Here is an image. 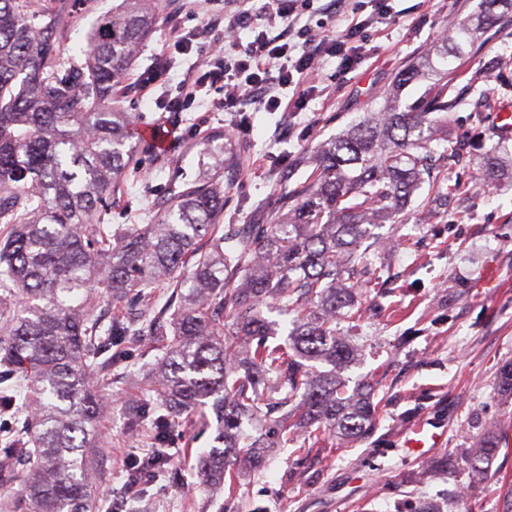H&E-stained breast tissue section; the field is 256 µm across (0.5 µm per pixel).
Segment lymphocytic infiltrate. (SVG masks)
Masks as SVG:
<instances>
[{"mask_svg":"<svg viewBox=\"0 0 512 512\" xmlns=\"http://www.w3.org/2000/svg\"><path fill=\"white\" fill-rule=\"evenodd\" d=\"M222 8L224 28L213 23L176 27L157 64V73L177 68L183 56L195 55L180 88L188 100L209 101L212 111L231 116L233 127L245 125L248 112L302 111L321 90L319 72L337 61L352 70L366 50V29L392 14L391 0H367L362 20L322 31L306 17L310 0H208Z\"/></svg>","mask_w":512,"mask_h":512,"instance_id":"lymphocytic-infiltrate-1","label":"lymphocytic infiltrate"}]
</instances>
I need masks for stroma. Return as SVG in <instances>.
I'll return each instance as SVG.
<instances>
[{"label": "stroma", "instance_id": "stroma-1", "mask_svg": "<svg viewBox=\"0 0 512 512\" xmlns=\"http://www.w3.org/2000/svg\"><path fill=\"white\" fill-rule=\"evenodd\" d=\"M480 0H395L385 24L372 28L367 53L349 73L336 63L321 71L325 96H312L301 112H254L245 131L235 133L241 149L240 169L224 195V224L253 223L258 207H272L279 187H296L308 169L289 171L292 156L308 153L378 109L392 90L399 71L415 62L438 38L449 20H463ZM76 22L60 50L72 63L81 60L88 31L112 0H76ZM159 22L142 55L122 85L118 99L127 112H138L146 126L161 128L170 138L162 152L139 139L140 172L130 177L112 207L116 224H142L160 209L171 189L190 181L198 162L195 150L230 117L196 102L180 112H162L157 97L178 100L179 76L161 75L149 92L140 77L151 72L172 28L204 21L218 24L204 0H158ZM509 58L506 70H486L485 59ZM460 82L468 96L448 126L450 142L468 138L469 153L451 164L450 180L470 184V191L449 201L442 212L428 206V191L414 196L408 221L388 224L370 249L372 267L389 283L373 295L355 285V306L362 317L346 329L354 358L343 375L350 385L371 384L380 403L373 433L347 444L328 439L303 453L272 449L264 471H243L235 497L201 488V477L186 439L189 425L175 429L172 451L178 464L157 482L141 486L125 512H417L430 503L435 512H501L512 492V442L500 448L487 475L474 479L464 456L488 431L512 422V393L503 391L499 371L512 361V139L499 155L500 183L491 192L474 189L478 159L498 144L495 134L503 113H512V25L486 32L461 60ZM499 97L495 112H480L482 94ZM163 354L157 337L147 336L120 368L99 373L110 398L99 427L104 440L100 461V494L120 491L123 458L144 448L143 437H130L131 412L157 401L151 367ZM414 425L439 434L436 447L415 452L405 448L403 433ZM447 460L452 474L433 478L427 461Z\"/></svg>", "mask_w": 512, "mask_h": 512}]
</instances>
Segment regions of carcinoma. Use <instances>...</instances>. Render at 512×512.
Masks as SVG:
<instances>
[{
  "label": "carcinoma",
  "mask_w": 512,
  "mask_h": 512,
  "mask_svg": "<svg viewBox=\"0 0 512 512\" xmlns=\"http://www.w3.org/2000/svg\"><path fill=\"white\" fill-rule=\"evenodd\" d=\"M512 22V0H481L479 12L437 40L397 87L423 86L383 105L317 150L307 183L283 189L274 213L216 236L224 217L220 175L240 147L219 131L199 152L198 172L146 224L112 223V196L137 165L131 139L138 116L112 107L157 22L156 0H119L88 32L78 69L59 40L70 27L68 0H0V406L19 408L14 381L31 385L27 422L0 452V489L26 461L18 512H100L95 473L105 394L90 367L110 371L144 336L168 337L154 367L161 399L131 414V430L167 448L182 416L210 427L214 446L199 453L205 486L244 462L266 467L282 432L307 429V445L369 435L378 414L374 388L351 393L339 371L352 347L336 324L356 318L351 291L367 272L368 241L384 224H404L405 207L427 182L440 202L461 192L445 163L464 154L432 148L463 102L448 68L485 30ZM477 179L495 185L498 160L485 154ZM101 289L117 316L94 314ZM176 289L167 320L150 316L154 289ZM293 314L284 343L268 338L269 314ZM501 437L488 434L467 456L482 475Z\"/></svg>",
  "instance_id": "carcinoma-1"
}]
</instances>
